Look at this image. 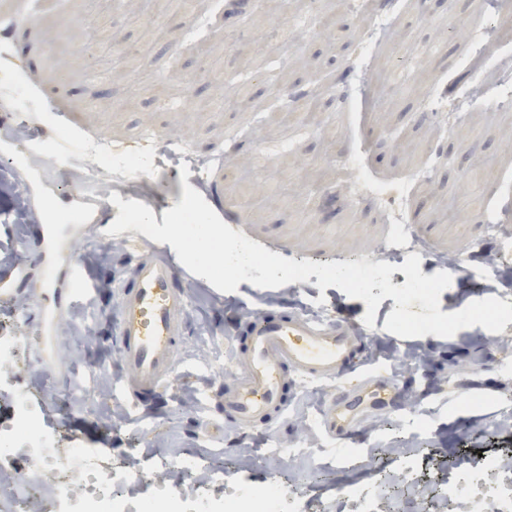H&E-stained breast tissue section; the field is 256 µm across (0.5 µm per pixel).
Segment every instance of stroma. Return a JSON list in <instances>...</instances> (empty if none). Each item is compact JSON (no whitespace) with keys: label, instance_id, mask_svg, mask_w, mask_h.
Returning a JSON list of instances; mask_svg holds the SVG:
<instances>
[{"label":"stroma","instance_id":"35a3bbf8","mask_svg":"<svg viewBox=\"0 0 512 512\" xmlns=\"http://www.w3.org/2000/svg\"><path fill=\"white\" fill-rule=\"evenodd\" d=\"M347 10L343 36L317 29L315 14ZM398 13L369 65L372 82L359 78L355 48L380 17ZM308 33L305 43L284 47L280 29ZM95 53H84L89 43ZM430 46L414 57L412 43ZM512 59V0H199L184 14L172 0H0V146L17 150V168L0 166V265L15 260L37 224L20 223L14 176L47 179L53 191L31 196V208L62 215L79 203L93 206V223L57 227L58 269L79 258L95 283L66 310L59 333H43L33 313L52 306L42 266L29 268L16 300L0 302V328L39 337L24 351V385L43 372L66 374L74 361L90 362L101 376L96 390L60 405L44 398L47 420L102 451L109 463H140L152 456L188 454L223 468L226 481L257 486L293 483L313 512H338L347 482L371 484L393 474L406 452L430 473L496 448H512V322L500 336L481 326L443 338H401L385 330L393 298L379 304L373 327L362 318L363 300L334 286L319 289L317 276L265 289L240 282L216 290L202 277L182 276L189 305L176 372L158 392L130 409L113 389L119 380L112 330L123 285L135 260L161 250L142 232L103 231L117 205L95 204L107 172L88 160H43L88 141L149 151L176 130L198 155L223 153L222 168L203 173L162 159L153 176L127 173L116 189L122 201L151 209L156 222L179 204L184 186L217 195L224 222L269 252L297 262L369 259L386 247L392 227L382 190L411 183L406 221L424 242L420 270L449 271L440 310L453 313L488 297L512 304V152L501 135L512 130V105L465 111L475 85L494 92L504 61ZM399 65L414 73L394 88L385 74ZM313 91L321 111H293L290 95ZM462 113H455V106ZM27 113L19 121V113ZM336 129L322 136L320 126ZM263 153L262 164L246 161ZM496 215L497 231L486 229ZM495 257L499 276L487 272ZM304 314L323 322L346 321L358 331L374 380L398 387L394 403L366 411L374 432L336 440L322 429V414L347 384L287 375L283 414L240 429L220 407L223 389L237 373L236 347L246 314ZM425 419L419 436L407 437L401 418ZM283 449L280 459L267 457Z\"/></svg>","mask_w":512,"mask_h":512}]
</instances>
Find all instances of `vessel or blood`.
Returning <instances> with one entry per match:
<instances>
[{
    "mask_svg": "<svg viewBox=\"0 0 512 512\" xmlns=\"http://www.w3.org/2000/svg\"><path fill=\"white\" fill-rule=\"evenodd\" d=\"M55 227L43 225L28 244L30 259L45 263L46 246ZM28 268L13 261L0 266V300L13 297ZM183 271L168 253L140 259L131 283L124 287L114 329L123 372L122 392L135 400L145 391L160 389L177 364L178 336L188 298L176 283ZM248 342L238 351L241 372L233 387L224 391L225 414L248 428L269 420L282 410L287 372L309 380H333L350 364L353 336L341 323L324 324L296 314H266L251 320ZM387 387L359 383L336 397L323 414L328 435L340 436L356 424L359 407L382 403Z\"/></svg>",
    "mask_w": 512,
    "mask_h": 512,
    "instance_id": "b4317fda",
    "label": "vessel or blood"
}]
</instances>
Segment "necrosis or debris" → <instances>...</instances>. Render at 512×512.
<instances>
[{
    "label": "necrosis or debris",
    "mask_w": 512,
    "mask_h": 512,
    "mask_svg": "<svg viewBox=\"0 0 512 512\" xmlns=\"http://www.w3.org/2000/svg\"><path fill=\"white\" fill-rule=\"evenodd\" d=\"M23 345L15 334H0V399L10 401L8 420L0 424V512H311L293 489L258 491L245 480L226 489L223 468L197 457L105 465L101 449L77 440L61 447L63 430L45 421L42 400L48 387L67 393L72 382L47 374L41 387L22 386L14 370L24 364ZM18 458L34 463L49 482L14 477ZM436 484V494L417 500L393 497L379 484H349L342 499L348 512H462L468 499L481 512H512V461L501 452L453 464Z\"/></svg>",
    "instance_id": "1"
}]
</instances>
